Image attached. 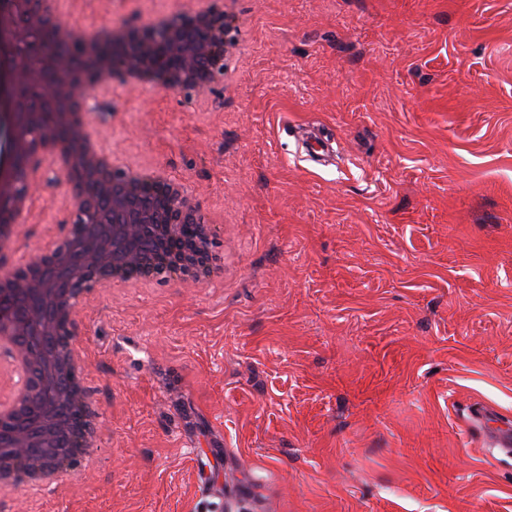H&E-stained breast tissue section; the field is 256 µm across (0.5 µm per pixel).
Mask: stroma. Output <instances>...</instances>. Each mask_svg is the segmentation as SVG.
<instances>
[{"label":"stroma","instance_id":"35a3bbf8","mask_svg":"<svg viewBox=\"0 0 512 512\" xmlns=\"http://www.w3.org/2000/svg\"><path fill=\"white\" fill-rule=\"evenodd\" d=\"M170 0H60L92 27ZM208 90L125 88L95 135L226 214L234 270L88 303L102 464L48 512H512V0H233ZM206 467L197 470L188 449ZM466 422L483 431L485 448L489 452L494 449L504 450L507 454L511 452L512 426L511 419L504 417L494 410L488 408L468 409L465 417Z\"/></svg>","mask_w":512,"mask_h":512}]
</instances>
